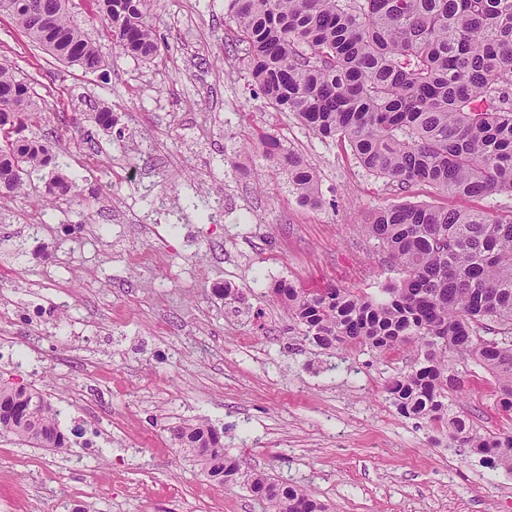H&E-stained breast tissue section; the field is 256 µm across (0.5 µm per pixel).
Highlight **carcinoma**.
I'll use <instances>...</instances> for the list:
<instances>
[{"label": "carcinoma", "mask_w": 512, "mask_h": 512, "mask_svg": "<svg viewBox=\"0 0 512 512\" xmlns=\"http://www.w3.org/2000/svg\"><path fill=\"white\" fill-rule=\"evenodd\" d=\"M89 20L122 52H160L145 15L150 0H83ZM39 7L49 23L37 26ZM33 42L90 72L102 58L74 20L70 0H0ZM236 41L263 98L314 134L346 140L361 166L405 188L424 182L457 196H512V0H228ZM30 84L0 63V190L22 194L47 167L49 199L76 193L60 150L25 134L41 123ZM266 157L308 202L318 201L305 160L262 136ZM365 231L401 277L379 299L282 282L274 293L319 347L376 352L410 347L414 364L392 377L389 400L404 416L448 428L451 440L512 471V436L482 432L450 409L458 365L494 376L512 410V218L402 204L374 210ZM0 432L42 448H65L56 411L39 392L0 383ZM179 454L205 464L224 486L241 478L217 430L204 420L174 433ZM270 512H326L301 485L251 478Z\"/></svg>", "instance_id": "cac0c4a2"}]
</instances>
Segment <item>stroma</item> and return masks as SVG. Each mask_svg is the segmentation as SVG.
I'll return each instance as SVG.
<instances>
[{
	"instance_id": "1",
	"label": "stroma",
	"mask_w": 512,
	"mask_h": 512,
	"mask_svg": "<svg viewBox=\"0 0 512 512\" xmlns=\"http://www.w3.org/2000/svg\"><path fill=\"white\" fill-rule=\"evenodd\" d=\"M226 12V0H153L160 53L147 61L76 10L103 59L92 73L0 15V62L32 83L47 117L36 134L69 147L81 189L50 208L37 176L0 197V383L42 392L62 432H81L60 452L0 435V512H268L247 484L256 473L310 486L329 512H512V473L391 404L385 386L412 353L313 346L272 292L378 297L398 271L364 230L369 211L506 218L512 196L401 190L366 171L346 141L266 104ZM100 107L112 129L95 124ZM260 131L315 170L321 206L266 160ZM464 381L465 417L512 435L494 377ZM198 419L239 459L237 484L213 485L178 454L174 428Z\"/></svg>"
}]
</instances>
